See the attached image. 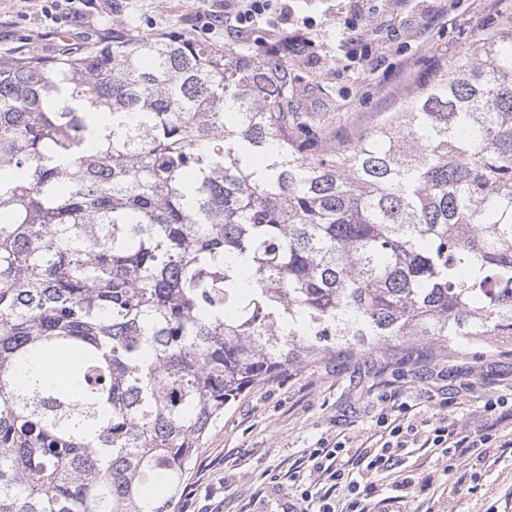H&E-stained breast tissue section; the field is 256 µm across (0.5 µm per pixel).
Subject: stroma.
Returning a JSON list of instances; mask_svg holds the SVG:
<instances>
[{
  "label": "stroma",
  "instance_id": "obj_1",
  "mask_svg": "<svg viewBox=\"0 0 512 512\" xmlns=\"http://www.w3.org/2000/svg\"><path fill=\"white\" fill-rule=\"evenodd\" d=\"M97 4L94 16L58 24L42 0H0V56L83 49L137 23L158 32L186 25L252 54L285 33L299 52L288 61L299 109L311 134L333 144L393 110L512 0H270L243 37L203 26L209 14H235L237 0ZM490 400L503 408L485 412ZM396 402L460 435L494 439L454 455L406 449L398 470L375 476L379 496L407 476L400 512H512V447L502 445L512 438V356L429 343L388 359L339 350L256 386L203 439L176 512H296L301 489L291 476L309 471L314 448H357Z\"/></svg>",
  "mask_w": 512,
  "mask_h": 512
}]
</instances>
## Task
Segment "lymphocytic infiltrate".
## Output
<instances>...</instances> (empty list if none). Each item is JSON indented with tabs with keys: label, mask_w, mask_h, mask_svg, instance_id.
<instances>
[{
	"label": "lymphocytic infiltrate",
	"mask_w": 512,
	"mask_h": 512,
	"mask_svg": "<svg viewBox=\"0 0 512 512\" xmlns=\"http://www.w3.org/2000/svg\"><path fill=\"white\" fill-rule=\"evenodd\" d=\"M379 426L378 438L369 437L361 443L353 468H346L336 462L337 455L345 449L344 443H334L329 449H315L311 454L315 477L309 489L301 492L302 502L318 503L319 512H388L393 504L392 498L371 501L361 497V481L399 466L404 448L411 443L434 448L445 454L470 445L469 439L457 437L455 431L445 424L426 430L408 418L386 414L382 416ZM338 497L343 500V506L339 509L333 506Z\"/></svg>",
	"instance_id": "lymphocytic-infiltrate-1"
}]
</instances>
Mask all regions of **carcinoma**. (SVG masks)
<instances>
[{"label": "carcinoma", "mask_w": 512, "mask_h": 512, "mask_svg": "<svg viewBox=\"0 0 512 512\" xmlns=\"http://www.w3.org/2000/svg\"><path fill=\"white\" fill-rule=\"evenodd\" d=\"M287 60L187 28L0 58V512H175L261 382L512 348V10L329 147ZM52 349L78 391L17 382Z\"/></svg>", "instance_id": "cac0c4a2"}]
</instances>
